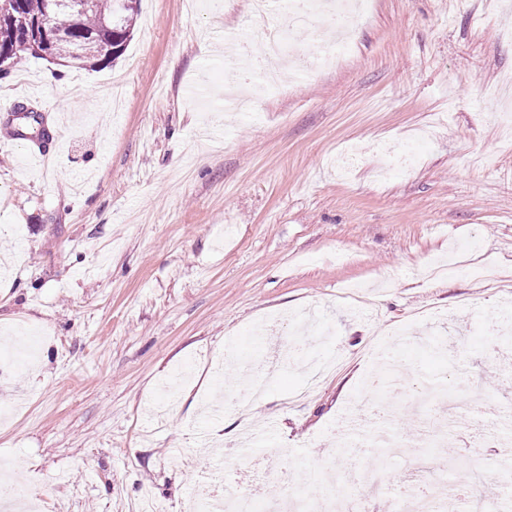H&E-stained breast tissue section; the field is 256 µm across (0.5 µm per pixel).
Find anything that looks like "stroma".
Masks as SVG:
<instances>
[{"label": "stroma", "instance_id": "1", "mask_svg": "<svg viewBox=\"0 0 512 512\" xmlns=\"http://www.w3.org/2000/svg\"><path fill=\"white\" fill-rule=\"evenodd\" d=\"M275 20L141 0L114 64L50 86L32 58L0 79V340L38 333L0 376V459L37 512H181L216 465L231 484L260 454L262 503L330 470L351 490L380 457L373 512L440 460V512L449 483L502 484L490 463L512 443L464 446L479 427L444 421L438 391L491 423L512 407V346L487 334L512 323V124L484 96L512 73V0H371L338 66L225 112L226 45ZM382 142L413 172L380 169ZM289 344L342 364L314 391L294 364L252 394ZM386 362L402 372L379 402L407 447L337 459L344 417L371 429ZM247 424L272 442L243 444Z\"/></svg>", "mask_w": 512, "mask_h": 512}]
</instances>
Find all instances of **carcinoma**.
Listing matches in <instances>:
<instances>
[{"label": "carcinoma", "instance_id": "obj_1", "mask_svg": "<svg viewBox=\"0 0 512 512\" xmlns=\"http://www.w3.org/2000/svg\"><path fill=\"white\" fill-rule=\"evenodd\" d=\"M140 0H89L84 11L67 6L69 0H14L16 11L32 18L46 17L52 27L44 48L46 59L99 69L123 55L132 39ZM37 52L25 41H0V75Z\"/></svg>", "mask_w": 512, "mask_h": 512}]
</instances>
